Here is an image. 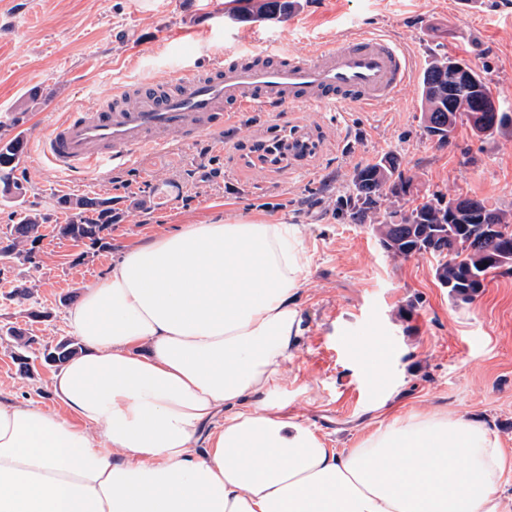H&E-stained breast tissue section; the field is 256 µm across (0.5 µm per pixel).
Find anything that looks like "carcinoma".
I'll return each mask as SVG.
<instances>
[{"label":"carcinoma","instance_id":"carcinoma-1","mask_svg":"<svg viewBox=\"0 0 512 512\" xmlns=\"http://www.w3.org/2000/svg\"><path fill=\"white\" fill-rule=\"evenodd\" d=\"M232 19L251 22L274 16L286 17L301 7L300 0H246ZM460 59L435 49L421 73L419 96L425 134L437 138L440 146L451 143L457 122L464 121L481 139L512 135V112L499 106L490 92L488 81L480 77L479 89L463 84L457 72L448 67ZM42 95L34 90L22 103L18 113L7 112L0 120V184L3 191L16 198L24 187L14 175L20 163L19 146L27 111L40 104ZM414 195L413 177L401 169L393 154L354 170L348 195L341 212L353 222L369 223L382 247L394 258L430 254L438 258L435 277L448 283V295L467 302L484 287L487 275L507 267L512 269V210L490 208L482 199L462 195L447 197L435 192L432 198L410 208L400 202ZM470 209V217H495L501 228L498 239L490 241L476 232L474 224H458L454 216L462 205ZM61 207L69 212L66 223L57 232L74 241H87L92 246L107 248L112 225L123 215L112 208V199L102 197H63ZM47 217L33 208L20 207L17 222L0 238V257L32 261L35 244L41 239V228ZM5 335L17 346L18 355L28 356L34 339L10 327ZM56 366L60 367L78 355L81 345L75 339H63L52 347Z\"/></svg>","mask_w":512,"mask_h":512}]
</instances>
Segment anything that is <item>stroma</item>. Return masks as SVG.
Listing matches in <instances>:
<instances>
[{"instance_id": "1", "label": "stroma", "mask_w": 512, "mask_h": 512, "mask_svg": "<svg viewBox=\"0 0 512 512\" xmlns=\"http://www.w3.org/2000/svg\"><path fill=\"white\" fill-rule=\"evenodd\" d=\"M238 0H0V113L28 90L44 101L25 134L41 136L65 113L94 109L121 83L162 82L232 51L276 48L310 55L364 30L411 52L423 69L443 45L487 78L512 111V0H301L288 18L229 19ZM315 142L312 156L255 160L257 141L292 130ZM400 157L419 201L459 193L512 210V136L484 140L457 126L441 146L422 129L417 81L391 103L332 110L263 109L230 117L192 142L172 135L129 166L74 178L39 149L21 159L26 206L51 216L36 264L0 260V398L56 407L53 366L20 374L18 327L39 344L71 335L68 308L80 284L105 275L123 252L183 224L249 217L296 225L302 247L301 335L281 366L284 411L329 448H353L393 416L463 417L512 450V271L497 270L469 302L449 297L430 255L395 259L369 225L336 208L358 167ZM64 196H103L126 218L110 248L60 237ZM29 288L23 302L7 300ZM363 336L387 367L364 369Z\"/></svg>"}]
</instances>
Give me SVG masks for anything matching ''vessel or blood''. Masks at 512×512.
Returning a JSON list of instances; mask_svg holds the SVG:
<instances>
[{
    "label": "vessel or blood",
    "instance_id": "1",
    "mask_svg": "<svg viewBox=\"0 0 512 512\" xmlns=\"http://www.w3.org/2000/svg\"><path fill=\"white\" fill-rule=\"evenodd\" d=\"M413 58L362 32L311 55L245 53L162 84L117 87L89 112H71L40 141L42 154L76 176L126 165L177 134L194 139L256 107L368 105L390 100L414 75Z\"/></svg>",
    "mask_w": 512,
    "mask_h": 512
}]
</instances>
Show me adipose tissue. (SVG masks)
I'll return each instance as SVG.
<instances>
[{
	"instance_id": "ef3b65f1",
	"label": "adipose tissue",
	"mask_w": 512,
	"mask_h": 512,
	"mask_svg": "<svg viewBox=\"0 0 512 512\" xmlns=\"http://www.w3.org/2000/svg\"><path fill=\"white\" fill-rule=\"evenodd\" d=\"M300 255L292 224H184L82 285L60 409L0 401V512H503L512 454L475 422L338 450L284 413Z\"/></svg>"
}]
</instances>
